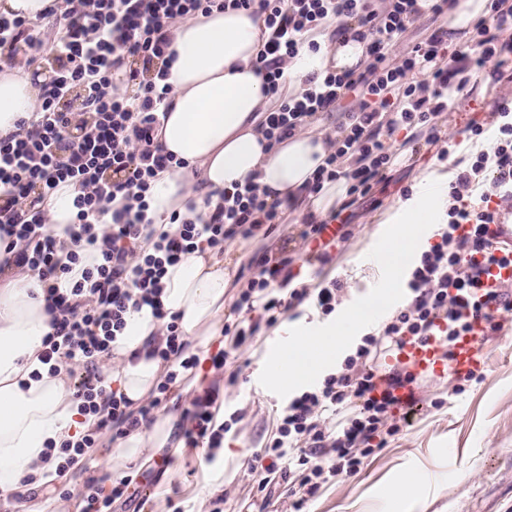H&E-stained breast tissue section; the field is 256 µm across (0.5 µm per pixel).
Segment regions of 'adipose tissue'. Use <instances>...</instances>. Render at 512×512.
Masks as SVG:
<instances>
[{
    "instance_id": "adipose-tissue-1",
    "label": "adipose tissue",
    "mask_w": 512,
    "mask_h": 512,
    "mask_svg": "<svg viewBox=\"0 0 512 512\" xmlns=\"http://www.w3.org/2000/svg\"><path fill=\"white\" fill-rule=\"evenodd\" d=\"M487 13V0H449L448 40L462 43ZM262 19L244 10L212 11L178 22L171 48L176 59L168 82V110L158 128L165 153L183 166L158 172L147 202L157 232H172L174 220L208 218L225 187L253 179L270 199L303 196L316 170L325 164L324 136L311 131L276 144L260 132V113L268 103L257 61L263 50ZM308 46L287 60L286 88L295 94L308 75L361 67L365 40L348 34L336 38L332 28L307 36ZM44 76L15 69L0 73V137L15 132L30 117ZM422 190L401 202L388 218L395 240L424 249L445 220L448 177L424 173ZM348 190L346 180L325 184L320 193L303 196L300 213L325 218ZM232 271L218 252L206 249L167 267L161 303L179 319L188 339L220 335L224 295ZM160 324L150 308L130 312L114 343L120 358L117 385L130 400L141 399L160 378L158 360L147 340ZM50 316L40 287L30 279L0 285V502L23 493L26 476L46 471L42 458L48 441L77 438L91 427L62 377L51 375L40 360ZM173 422L162 414L154 423L114 443L105 464H137L144 449L165 445Z\"/></svg>"
}]
</instances>
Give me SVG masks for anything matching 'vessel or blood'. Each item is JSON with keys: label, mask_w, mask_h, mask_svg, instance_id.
Masks as SVG:
<instances>
[{"label": "vessel or blood", "mask_w": 512, "mask_h": 512, "mask_svg": "<svg viewBox=\"0 0 512 512\" xmlns=\"http://www.w3.org/2000/svg\"><path fill=\"white\" fill-rule=\"evenodd\" d=\"M495 243L512 245V205H501L495 224L489 227ZM485 329L482 321H475L471 331L460 337L455 345L453 360H445L442 354V339L432 335L415 343H404L393 349L382 361L385 373L407 368L415 375L445 376L449 369L467 372L483 365L482 346Z\"/></svg>", "instance_id": "b4317fda"}]
</instances>
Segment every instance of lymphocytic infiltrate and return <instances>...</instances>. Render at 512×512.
<instances>
[{"instance_id":"lymphocytic-infiltrate-1","label":"lymphocytic infiltrate","mask_w":512,"mask_h":512,"mask_svg":"<svg viewBox=\"0 0 512 512\" xmlns=\"http://www.w3.org/2000/svg\"><path fill=\"white\" fill-rule=\"evenodd\" d=\"M384 2L379 10L374 0H60L44 13L56 27L45 40L32 19L0 14L5 66L41 59L52 69L39 89L36 111L19 121L17 133L0 138V243L7 251L0 280L20 274L37 279L52 316V331L43 341L45 360L85 372L73 397L95 423L77 439L49 446L46 457L56 460L57 473L78 465L103 435L118 439L150 422L182 380L201 368L176 316L160 302L167 266L200 246L220 251L260 231L272 234L279 224L278 203L267 201L254 182L225 190L205 223L185 222L157 237L145 222L152 179L177 165L156 140L158 114L171 90L172 28L199 12L232 7L262 19L268 38L261 67L268 96L279 101L261 122L268 141L295 135L315 113L344 114V123L328 138L326 165L313 175L307 193L344 178L351 198L369 195L395 159L385 139L399 129L410 141L439 144V160L455 170L448 185L447 222L437 230L438 242L409 269L401 307L360 336L334 370L284 401L271 440L252 459L250 470L260 476L258 492H270V475L279 473L289 487L290 512H305L325 486L359 475L376 450L399 433L406 415L392 389L416 377L400 370L389 376L387 389H379L376 365L392 347L438 329L444 336L443 356L450 360L458 337L470 329L471 314L489 309L485 329L490 335L512 325L507 320L512 282L484 285L489 267L512 264V249L487 238V226L495 220L491 200L512 202V100L494 104L498 124L487 152L456 156L455 141L441 139L436 123L464 87L460 74L487 68L498 76L512 73V39L506 35L512 29V5L491 0V20H479L464 47L449 50L448 32L442 29L397 59L393 48L421 7L419 0ZM330 18L340 37L351 26L363 28L370 39L368 60L357 71L306 78L298 94L283 97L284 59L297 53L306 32ZM121 70L134 84L133 93L117 89L115 75ZM65 182L76 194L75 222L68 225L64 243L49 228L46 204ZM480 184L486 190L475 206L470 197ZM328 227V221L310 216L297 225L294 238L307 260L328 262L332 249L347 241L349 233L341 227L326 238ZM145 241L152 242V252L142 249ZM88 249L96 259L87 266L83 253ZM294 264L293 252L284 246L255 258V275L238 292L239 316L224 326L228 343L209 356L214 371H223L232 352L251 346L262 323H275L280 314L303 306L326 318L341 305L339 282L309 286L300 282ZM77 265L80 278L60 288V280ZM146 306L161 323L152 355L165 373L136 406L112 389L102 365L127 314ZM219 395L217 381L200 385L185 399L179 423L186 447L207 449L212 457L245 416L238 409L215 423L212 408ZM130 485L127 478L108 489L95 480L85 483L81 512H110L127 497Z\"/></svg>"}]
</instances>
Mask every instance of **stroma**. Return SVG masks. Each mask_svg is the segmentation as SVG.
Here are the masks:
<instances>
[{"label":"stroma","instance_id":"1","mask_svg":"<svg viewBox=\"0 0 512 512\" xmlns=\"http://www.w3.org/2000/svg\"><path fill=\"white\" fill-rule=\"evenodd\" d=\"M468 78L455 110L439 118L442 135L459 140L463 155L471 152L468 126L491 125L494 100L512 98L511 79L495 82L484 70ZM403 140L399 132L387 140L396 155L393 166L371 195L345 210L351 235L344 248L333 252L327 264L302 268L311 285L341 280L344 310L363 306L385 278L375 261L385 216L405 192L419 191L422 173L448 169L447 162L437 159V145L421 143L415 154ZM338 324L343 325L338 316L325 321L315 315L292 319L283 314L277 323L262 326L255 349L236 352L225 367L236 373V381L220 383L225 411L245 407L247 417L227 434L215 459H208L203 448L173 449V467L152 476L149 493L133 502L134 512H166L169 501L181 512H209L211 500L221 494L226 497L224 512H289L287 484L276 482L271 503L263 504L246 463L268 440L289 394L269 381L267 363L278 355L285 332L301 327L319 332ZM343 327L348 345L370 329L366 323ZM483 355V380L468 382L461 394L449 395L450 377L422 379L420 408L402 421L400 433L376 451L358 477L327 485L309 502L307 512H507L512 507V330L487 337ZM438 399L444 402L439 409L433 406ZM109 447V437H102L94 457L57 478L56 486L74 490L89 479L139 478L138 467L105 472L102 461Z\"/></svg>","mask_w":512,"mask_h":512}]
</instances>
